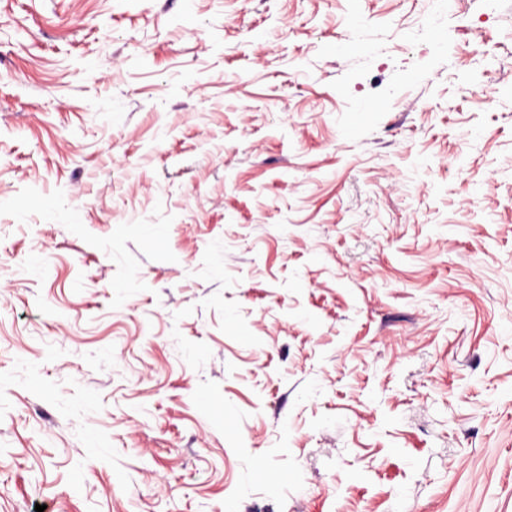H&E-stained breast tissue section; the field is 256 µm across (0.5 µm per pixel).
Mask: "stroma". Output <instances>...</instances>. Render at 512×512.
Masks as SVG:
<instances>
[{"mask_svg": "<svg viewBox=\"0 0 512 512\" xmlns=\"http://www.w3.org/2000/svg\"><path fill=\"white\" fill-rule=\"evenodd\" d=\"M39 505L512 512V0H0Z\"/></svg>", "mask_w": 512, "mask_h": 512, "instance_id": "obj_1", "label": "stroma"}]
</instances>
